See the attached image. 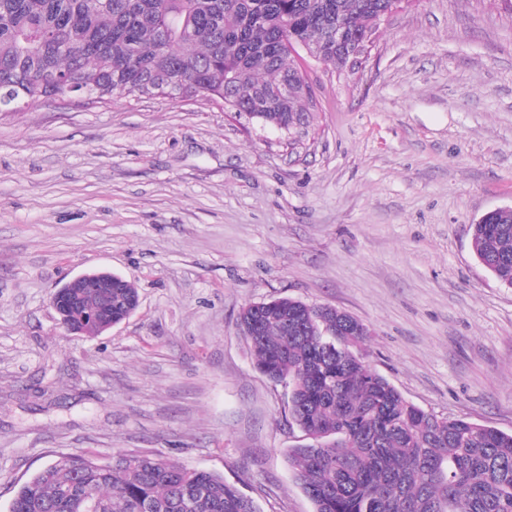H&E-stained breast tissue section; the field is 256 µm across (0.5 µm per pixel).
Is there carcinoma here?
Listing matches in <instances>:
<instances>
[{
	"mask_svg": "<svg viewBox=\"0 0 512 512\" xmlns=\"http://www.w3.org/2000/svg\"><path fill=\"white\" fill-rule=\"evenodd\" d=\"M393 0H0V103L114 95L216 100L293 138L312 90L291 45L336 25L371 34ZM472 249L512 287V208L471 224ZM138 297L116 288L113 314ZM257 369L290 389L311 440L288 450L314 512H512V433L406 401L360 353L367 330L329 306L276 298L244 307ZM258 512L237 482L148 454H64L17 490L9 512Z\"/></svg>",
	"mask_w": 512,
	"mask_h": 512,
	"instance_id": "obj_1",
	"label": "carcinoma"
}]
</instances>
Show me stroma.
Instances as JSON below:
<instances>
[{
    "instance_id": "obj_1",
    "label": "stroma",
    "mask_w": 512,
    "mask_h": 512,
    "mask_svg": "<svg viewBox=\"0 0 512 512\" xmlns=\"http://www.w3.org/2000/svg\"><path fill=\"white\" fill-rule=\"evenodd\" d=\"M299 64L315 114L294 148L203 99L0 112V512L52 456L118 452L312 512L289 388L238 325L279 297L362 322L407 401L512 432V288L470 231L512 207V0H399L353 75ZM91 270L139 306L67 335L49 297Z\"/></svg>"
}]
</instances>
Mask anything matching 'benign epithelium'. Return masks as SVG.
<instances>
[{
    "label": "benign epithelium",
    "instance_id": "benign-epithelium-1",
    "mask_svg": "<svg viewBox=\"0 0 512 512\" xmlns=\"http://www.w3.org/2000/svg\"><path fill=\"white\" fill-rule=\"evenodd\" d=\"M130 282L108 271L85 273L54 291L50 306L58 316L59 325L70 335H80V327L93 320L103 333L118 324L112 316V289L127 288ZM96 289L95 302L85 301L84 289Z\"/></svg>",
    "mask_w": 512,
    "mask_h": 512
}]
</instances>
